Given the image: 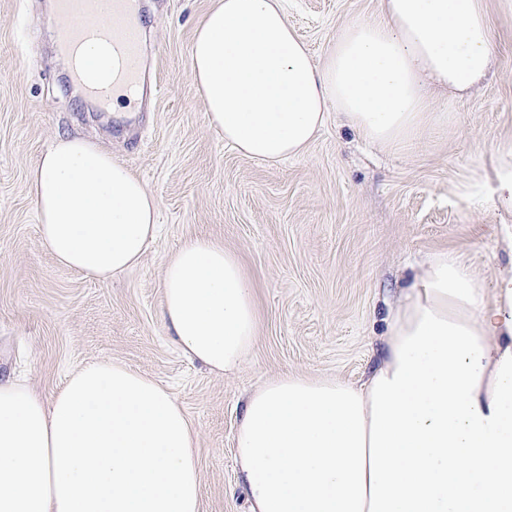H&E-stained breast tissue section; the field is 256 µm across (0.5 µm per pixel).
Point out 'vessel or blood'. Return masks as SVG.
Instances as JSON below:
<instances>
[{"label":"vessel or blood","instance_id":"b4317fda","mask_svg":"<svg viewBox=\"0 0 512 512\" xmlns=\"http://www.w3.org/2000/svg\"><path fill=\"white\" fill-rule=\"evenodd\" d=\"M62 20L55 33L61 54H77L80 41H106L121 58V68L111 84L88 88L100 110L111 107L116 90L150 83V70L143 54L144 33L138 24L143 0H54Z\"/></svg>","mask_w":512,"mask_h":512}]
</instances>
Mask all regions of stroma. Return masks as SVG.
<instances>
[{"label":"stroma","instance_id":"35a3bbf8","mask_svg":"<svg viewBox=\"0 0 512 512\" xmlns=\"http://www.w3.org/2000/svg\"><path fill=\"white\" fill-rule=\"evenodd\" d=\"M216 0H146L157 93L132 120L95 111L57 54L50 0H0V378L51 396L77 368L119 360L164 385L199 435L202 512H249L234 453L247 396L283 371L349 382L374 367L389 303L411 265L460 255L485 279L512 261V213L469 187L512 140V0H482L492 69L464 96L437 93L422 134L366 145L336 112L307 151L276 165L238 153L207 119L190 80L194 34ZM288 21L322 58L377 0H284ZM447 113V123L434 122ZM82 135L156 196L159 233L132 271L101 282L56 264L40 243L28 173L55 139ZM235 253L255 294L259 330L242 367L187 359L162 319V269L185 241Z\"/></svg>","mask_w":512,"mask_h":512}]
</instances>
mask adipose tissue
<instances>
[{
  "label": "adipose tissue",
  "instance_id": "1",
  "mask_svg": "<svg viewBox=\"0 0 512 512\" xmlns=\"http://www.w3.org/2000/svg\"><path fill=\"white\" fill-rule=\"evenodd\" d=\"M481 0H378L322 61L283 0H217L196 30L190 78L210 125L275 165L303 154L328 108L367 143L416 138L429 92L486 73ZM512 210V141L492 160ZM42 247L84 277L135 267L158 201L86 138L56 139L29 171ZM162 319L190 360L237 370L259 315L237 255L186 241L162 269ZM378 365L361 383L284 371L247 398L235 460L250 512H512V270L477 276L429 256L389 307ZM197 431L158 381L120 361L72 372L50 398L0 379V512H201Z\"/></svg>",
  "mask_w": 512,
  "mask_h": 512
}]
</instances>
